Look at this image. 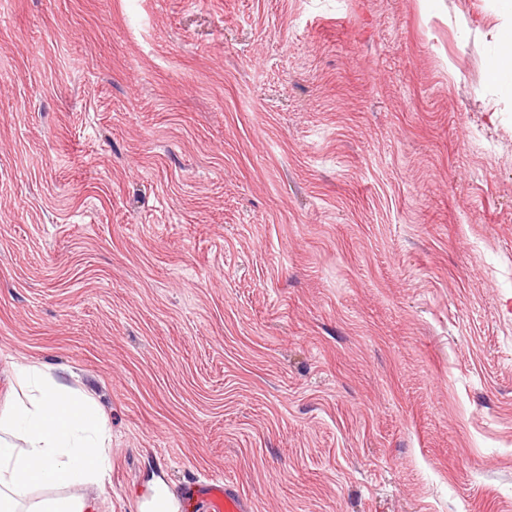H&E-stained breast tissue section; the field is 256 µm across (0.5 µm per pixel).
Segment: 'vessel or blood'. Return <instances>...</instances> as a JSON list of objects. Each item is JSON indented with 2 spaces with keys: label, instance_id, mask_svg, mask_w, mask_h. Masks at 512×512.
I'll use <instances>...</instances> for the list:
<instances>
[{
  "label": "vessel or blood",
  "instance_id": "b4317fda",
  "mask_svg": "<svg viewBox=\"0 0 512 512\" xmlns=\"http://www.w3.org/2000/svg\"><path fill=\"white\" fill-rule=\"evenodd\" d=\"M176 505L181 512H248L237 487L221 477H205L184 485Z\"/></svg>",
  "mask_w": 512,
  "mask_h": 512
}]
</instances>
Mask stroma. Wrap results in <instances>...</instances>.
<instances>
[{
	"label": "stroma",
	"instance_id": "obj_1",
	"mask_svg": "<svg viewBox=\"0 0 512 512\" xmlns=\"http://www.w3.org/2000/svg\"><path fill=\"white\" fill-rule=\"evenodd\" d=\"M494 0H0V405L97 403L100 512H512ZM176 506L181 512H248L247 502L228 479L204 477L184 485Z\"/></svg>",
	"mask_w": 512,
	"mask_h": 512
}]
</instances>
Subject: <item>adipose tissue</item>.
I'll return each mask as SVG.
<instances>
[{
	"label": "adipose tissue",
	"instance_id": "adipose-tissue-1",
	"mask_svg": "<svg viewBox=\"0 0 512 512\" xmlns=\"http://www.w3.org/2000/svg\"><path fill=\"white\" fill-rule=\"evenodd\" d=\"M20 392L0 411V512H99L84 494L109 466L108 435L94 403L21 368ZM67 494H57V487ZM45 489L33 497L34 489Z\"/></svg>",
	"mask_w": 512,
	"mask_h": 512
}]
</instances>
